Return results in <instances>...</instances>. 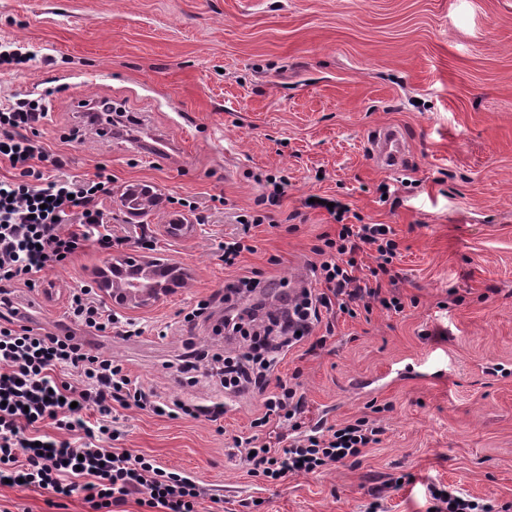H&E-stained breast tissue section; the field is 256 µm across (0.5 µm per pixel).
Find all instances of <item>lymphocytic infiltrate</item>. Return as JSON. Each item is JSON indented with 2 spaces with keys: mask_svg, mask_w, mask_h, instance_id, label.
<instances>
[{
  "mask_svg": "<svg viewBox=\"0 0 512 512\" xmlns=\"http://www.w3.org/2000/svg\"><path fill=\"white\" fill-rule=\"evenodd\" d=\"M48 118L42 94L0 108V159L12 169L11 176L0 177V485L19 480L24 488L60 500L78 497L91 512H114L132 496L147 512H198L205 490L194 477L117 447L121 432L110 424L112 408L133 406L157 416L174 408L183 416L215 422L223 406L169 405L145 391L122 364L87 350L72 333H42L23 324L14 305L16 288L39 282L87 244L109 250L124 243L112 234L97 200L111 175L101 170L89 182L65 174L59 159L53 161L59 176L46 177L39 169L49 153L31 133ZM349 211L340 202L329 209L338 227L313 249L316 288L301 286L268 310L245 301L259 288V277L238 278L224 289L220 328L225 340L245 336L248 344L222 355L191 341L182 358L180 372L188 384H195L204 363L225 394L262 397L263 412L251 422L253 435L236 438L235 446L249 475L267 482L345 463L378 443L382 433L363 418L324 430L307 428L302 395L273 378L288 351L302 341L325 344V337L314 334L324 313L336 308L354 318L377 306L404 309L398 296L382 292L398 250L392 228L346 223ZM368 259L373 262L369 268L364 265ZM67 314L104 335L120 321L86 285L71 292ZM67 370L77 372L80 385L64 378ZM271 424L279 426V434L263 436Z\"/></svg>",
  "mask_w": 512,
  "mask_h": 512,
  "instance_id": "lymphocytic-infiltrate-1",
  "label": "lymphocytic infiltrate"
}]
</instances>
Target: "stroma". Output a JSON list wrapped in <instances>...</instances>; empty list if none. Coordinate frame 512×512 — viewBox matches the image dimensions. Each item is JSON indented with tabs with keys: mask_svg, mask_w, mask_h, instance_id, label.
Wrapping results in <instances>:
<instances>
[{
	"mask_svg": "<svg viewBox=\"0 0 512 512\" xmlns=\"http://www.w3.org/2000/svg\"><path fill=\"white\" fill-rule=\"evenodd\" d=\"M0 42L31 54L0 72V106L49 93L40 129L51 155L41 170L112 176L101 202L126 239L87 245L17 289L19 308L50 331L67 321L73 289L96 286L109 257L149 255L181 265V287L153 306L121 310L139 335L81 332L92 351L122 363L145 390L193 404H224L220 422L115 408L119 447L196 478L199 512H428L431 485L455 486L512 512V0H0ZM121 106L137 137L84 130V97ZM399 127L409 157L386 172L368 133ZM154 135L168 159L140 155ZM288 187L277 225L250 231L255 250L225 266L220 242L254 214L265 179ZM156 186L157 214L130 213L120 195ZM350 205L387 224L399 256L403 312L329 317L324 346L292 349L276 374L303 394L308 426L367 418L382 426L361 457L270 485L249 476L234 440L250 435L260 396L226 398L205 371L182 385L187 340L209 343L212 322L188 326L199 301L259 272L262 295L309 278L312 248L335 233L313 198ZM196 205L197 223L169 232ZM412 482L399 484L403 475ZM82 499L0 485V512H88Z\"/></svg>",
	"mask_w": 512,
	"mask_h": 512,
	"instance_id": "stroma-1",
	"label": "stroma"
}]
</instances>
